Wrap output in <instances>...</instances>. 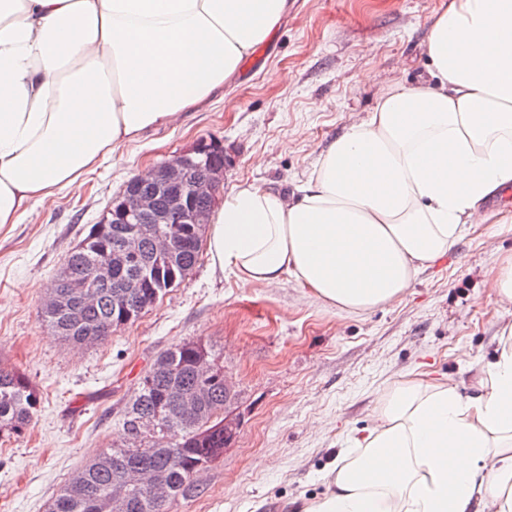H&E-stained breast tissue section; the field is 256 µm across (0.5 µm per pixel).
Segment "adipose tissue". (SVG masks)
<instances>
[{
	"label": "adipose tissue",
	"instance_id": "adipose-tissue-1",
	"mask_svg": "<svg viewBox=\"0 0 512 512\" xmlns=\"http://www.w3.org/2000/svg\"><path fill=\"white\" fill-rule=\"evenodd\" d=\"M288 0H0V225L223 87ZM427 74L381 92L298 197L238 186L211 209L214 266L293 277L360 312L405 294L512 187V0H448ZM341 452L304 512H512V322L473 395L414 378Z\"/></svg>",
	"mask_w": 512,
	"mask_h": 512
}]
</instances>
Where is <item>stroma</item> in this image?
<instances>
[{"instance_id":"obj_1","label":"stroma","mask_w":512,"mask_h":512,"mask_svg":"<svg viewBox=\"0 0 512 512\" xmlns=\"http://www.w3.org/2000/svg\"><path fill=\"white\" fill-rule=\"evenodd\" d=\"M448 0H294L287 18L224 89L151 130L76 190L34 202L0 226V365L23 374L40 405L21 437L0 439V512H48L96 454L123 443L116 424L157 356L184 342L212 347L232 374L236 440L170 512H301L329 492L352 429L371 424L382 394L411 373L471 391L512 309L494 301L491 271L512 253V198L472 225L399 299L342 312L294 278L245 287L209 253L176 288L105 341H61L41 318L67 255L145 167L200 139L232 160L216 190L305 185L314 159L376 104L381 87L426 72L431 18Z\"/></svg>"}]
</instances>
